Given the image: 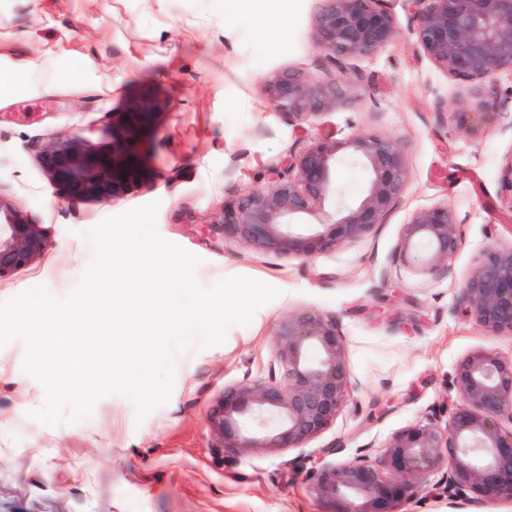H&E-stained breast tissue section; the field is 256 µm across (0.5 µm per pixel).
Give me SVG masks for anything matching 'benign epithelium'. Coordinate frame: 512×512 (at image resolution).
Instances as JSON below:
<instances>
[{
  "instance_id": "obj_1",
  "label": "benign epithelium",
  "mask_w": 512,
  "mask_h": 512,
  "mask_svg": "<svg viewBox=\"0 0 512 512\" xmlns=\"http://www.w3.org/2000/svg\"><path fill=\"white\" fill-rule=\"evenodd\" d=\"M413 34L437 68L464 83L512 69V0H414ZM400 23L386 0H322L314 40L333 65L373 56L398 36ZM272 111L288 121L311 122L341 103L336 84H315L290 68L262 82ZM483 98L474 112H456L458 127L476 135L499 113ZM156 104L132 100L112 115V147L57 133L39 150L50 183L73 201L123 198L143 172L140 134ZM352 161L365 181L348 201L337 167ZM408 172L395 139L357 134L345 141L313 139L271 171L264 188L224 204L217 228L224 238L253 250L308 260L356 242L383 223L400 197ZM448 205L415 211L403 225L398 252L429 274L448 266L459 248ZM39 224L29 222L0 196V279L29 265L48 249ZM466 316L485 333L512 336V247L485 251L461 289ZM277 351L268 377L224 387L209 414L219 447L277 453L306 448L328 431L361 382L350 371L336 316L316 310L288 314L276 332ZM459 401L442 424L433 416L389 438L383 453L348 461L320 459L311 491L323 512H407L405 506L432 480L449 504L465 512L512 501V358L478 347L455 368Z\"/></svg>"
}]
</instances>
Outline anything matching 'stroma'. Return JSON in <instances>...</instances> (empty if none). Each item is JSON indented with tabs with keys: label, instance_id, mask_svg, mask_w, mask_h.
I'll return each instance as SVG.
<instances>
[{
	"label": "stroma",
	"instance_id": "stroma-1",
	"mask_svg": "<svg viewBox=\"0 0 512 512\" xmlns=\"http://www.w3.org/2000/svg\"><path fill=\"white\" fill-rule=\"evenodd\" d=\"M319 0H0V196L47 228L51 245L0 279V302L37 285L66 296L93 256L86 230L158 202L156 228L200 257L198 281L230 276L280 291L223 344L175 356L167 404L136 423L132 403L100 400L91 418L49 427L30 419L43 386L22 368L25 348H0V512H321L310 492L311 450L275 454L218 448L208 412L225 385L267 377L275 331L291 312L336 315L346 362L363 387L314 442L343 460L380 456L397 430L457 395V363L472 349L512 357V338L486 335L461 312L464 281L484 251L512 245L504 175L512 163V71L460 83L429 62L413 35L407 0H390L400 34L378 54L326 64L313 39ZM336 82L346 102L309 124H287L260 93L272 70ZM492 90L502 122L476 136L452 115ZM159 103L144 143L148 170L118 201L70 202L52 187L37 153L68 132L101 148L128 101ZM357 133L396 139L408 179L366 238L306 261L261 254L212 230L226 202L265 187L272 167L314 137ZM447 204L460 247L447 271L423 276L398 257L403 224Z\"/></svg>",
	"mask_w": 512,
	"mask_h": 512
}]
</instances>
